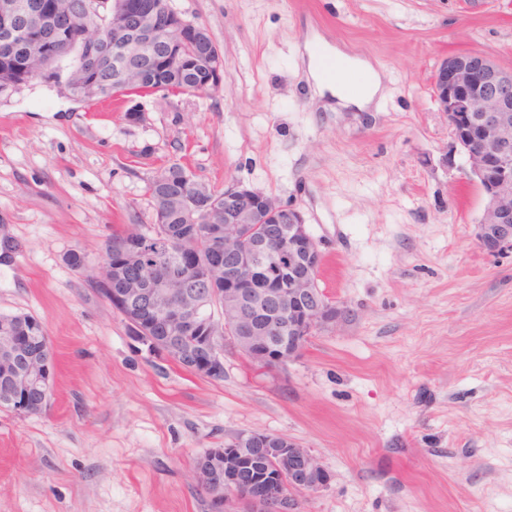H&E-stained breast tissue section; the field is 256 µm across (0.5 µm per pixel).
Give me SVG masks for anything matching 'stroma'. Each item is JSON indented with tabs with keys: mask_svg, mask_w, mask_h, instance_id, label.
<instances>
[{
	"mask_svg": "<svg viewBox=\"0 0 512 512\" xmlns=\"http://www.w3.org/2000/svg\"><path fill=\"white\" fill-rule=\"evenodd\" d=\"M169 4L223 52L222 90L0 93V313L39 317L54 364L45 410L0 409V512H211L195 461L244 431L320 458L330 482L298 512H512V250L479 247L483 197L431 89L459 52L512 69V0ZM322 38L383 69L379 111L321 108L303 54ZM171 163L303 212L345 317L288 366L228 345L221 377L194 375L68 265L152 224Z\"/></svg>",
	"mask_w": 512,
	"mask_h": 512,
	"instance_id": "1",
	"label": "stroma"
}]
</instances>
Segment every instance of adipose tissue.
<instances>
[{
  "mask_svg": "<svg viewBox=\"0 0 512 512\" xmlns=\"http://www.w3.org/2000/svg\"><path fill=\"white\" fill-rule=\"evenodd\" d=\"M335 55L344 60L347 71L357 72L362 77V89L357 93L348 92L345 74L337 75L333 79L325 77L318 58L311 53L307 56V71L315 81L318 90L328 92L330 97L335 98L338 105L358 112H367L378 108L383 97L384 73L370 61L348 56L343 50H336Z\"/></svg>",
  "mask_w": 512,
  "mask_h": 512,
  "instance_id": "1",
  "label": "adipose tissue"
}]
</instances>
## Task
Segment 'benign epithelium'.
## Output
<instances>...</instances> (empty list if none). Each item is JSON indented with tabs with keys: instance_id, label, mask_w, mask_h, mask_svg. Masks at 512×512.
Here are the masks:
<instances>
[{
	"instance_id": "benign-epithelium-1",
	"label": "benign epithelium",
	"mask_w": 512,
	"mask_h": 512,
	"mask_svg": "<svg viewBox=\"0 0 512 512\" xmlns=\"http://www.w3.org/2000/svg\"><path fill=\"white\" fill-rule=\"evenodd\" d=\"M95 0L80 6L46 0H0V52L22 44L30 56L59 59L61 32L72 33L77 63L64 77L68 92L86 101L122 97L141 81L144 70L177 77L191 63L203 88L224 82L220 48L205 47L207 30L182 18L169 0H112L99 20ZM187 45L197 47L190 59ZM112 60V79L100 77ZM432 96L464 151L469 180L484 196L478 245L489 253L512 248V70L479 53L445 58L432 80ZM182 205L205 217L204 236L193 243L211 263L204 272L190 257L145 277L127 270L126 251L105 256L88 275L122 311L140 341L171 360H181L199 376L224 372L219 324L229 341L251 362L284 367L309 340L336 327L345 311L318 284L321 253L300 210L261 191L239 185L224 189V209L206 198L199 182L181 196ZM278 254L283 261L264 258ZM224 305L221 322L201 321L200 313ZM42 321L20 320L0 335L5 393L0 408L19 417L44 410L53 390L47 344L36 335ZM194 476L214 512H297L295 493L327 486L319 457L286 437L242 432L222 448H207Z\"/></svg>"
}]
</instances>
